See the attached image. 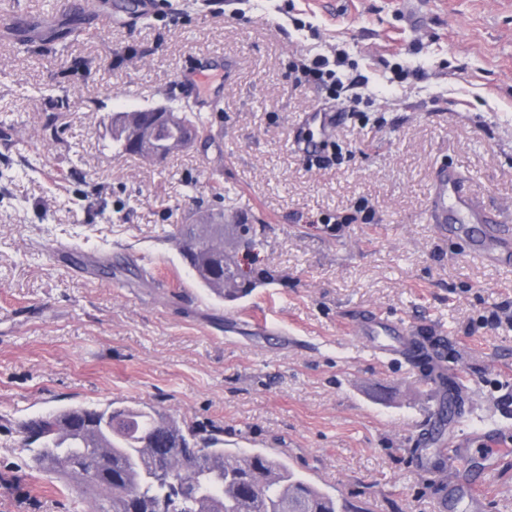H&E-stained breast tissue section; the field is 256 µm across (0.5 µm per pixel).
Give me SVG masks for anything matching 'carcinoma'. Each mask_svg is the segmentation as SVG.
Instances as JSON below:
<instances>
[{
    "instance_id": "carcinoma-1",
    "label": "carcinoma",
    "mask_w": 512,
    "mask_h": 512,
    "mask_svg": "<svg viewBox=\"0 0 512 512\" xmlns=\"http://www.w3.org/2000/svg\"><path fill=\"white\" fill-rule=\"evenodd\" d=\"M208 124L200 111L162 117L145 108L112 113L108 129L118 152L166 158ZM202 222L181 225L176 238L192 276L221 300L246 293L224 253V212ZM19 433L34 468L98 499L97 512H355L280 458L244 448L231 453L221 430L186 433L156 410L72 406L29 419ZM160 458L175 478H149Z\"/></svg>"
}]
</instances>
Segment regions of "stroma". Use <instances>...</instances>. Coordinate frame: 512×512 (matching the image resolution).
Listing matches in <instances>:
<instances>
[{
  "mask_svg": "<svg viewBox=\"0 0 512 512\" xmlns=\"http://www.w3.org/2000/svg\"><path fill=\"white\" fill-rule=\"evenodd\" d=\"M87 2L73 36L65 0H0L30 41L0 36V512H93L16 428L113 401L221 429L358 512H442L476 478L479 505L454 512H512V451L464 443L512 436V266L428 212L451 166L512 226V0ZM315 48L368 78L367 121L304 79ZM192 59L211 82L171 96ZM187 104L209 118L190 149L113 150L108 113ZM318 107L342 118L316 159L292 140ZM212 209L263 239L235 301L175 246ZM370 315L441 337L444 384L369 352Z\"/></svg>",
  "mask_w": 512,
  "mask_h": 512,
  "instance_id": "stroma-1",
  "label": "stroma"
}]
</instances>
